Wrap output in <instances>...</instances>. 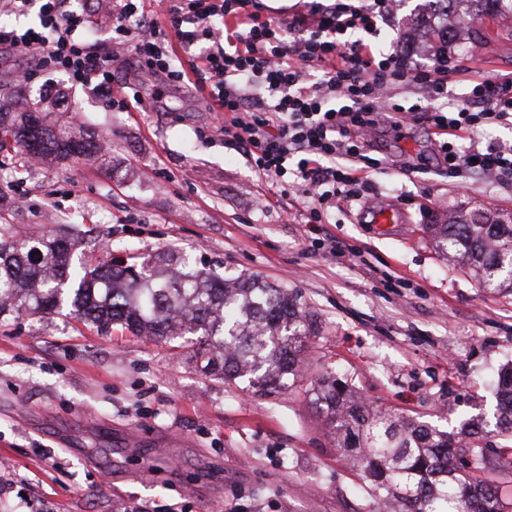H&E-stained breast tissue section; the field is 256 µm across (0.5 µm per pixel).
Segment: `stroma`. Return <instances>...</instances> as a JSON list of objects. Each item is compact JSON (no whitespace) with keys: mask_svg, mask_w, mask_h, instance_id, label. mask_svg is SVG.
<instances>
[{"mask_svg":"<svg viewBox=\"0 0 512 512\" xmlns=\"http://www.w3.org/2000/svg\"><path fill=\"white\" fill-rule=\"evenodd\" d=\"M428 0H397L382 42L426 62ZM448 87L512 73V15L475 21ZM24 56L0 64V102L32 90L62 95L53 116L106 138L105 162L21 168L0 150V188L20 235L83 239L86 259L111 249L137 264L164 251L226 276L296 291L314 332L295 386L260 394L205 374L193 348L97 334L59 314L0 318V512H369L312 403L328 371L374 407L451 433L492 412L494 379L512 364V295L486 293L448 262L427 227L463 208L512 212V184L400 164L430 149L424 126L389 131L362 196L310 231L286 219L265 181L225 144L208 88L182 84L167 110L123 111L88 86L41 74ZM391 207L402 220L373 223ZM335 239L332 256L322 240Z\"/></svg>","mask_w":512,"mask_h":512,"instance_id":"1","label":"stroma"}]
</instances>
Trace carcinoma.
Listing matches in <instances>:
<instances>
[{
    "label": "carcinoma",
    "mask_w": 512,
    "mask_h": 512,
    "mask_svg": "<svg viewBox=\"0 0 512 512\" xmlns=\"http://www.w3.org/2000/svg\"><path fill=\"white\" fill-rule=\"evenodd\" d=\"M467 19L500 12L503 0H468ZM21 112H0V150L15 145L25 164L38 158L92 161L106 142L52 123L43 99L22 96ZM448 261L469 269L485 292L512 295V216L480 221L463 211L430 225ZM71 239L20 237L0 209V316L68 315L102 333L118 330L182 348L198 346L204 370L225 381L247 378L256 391L291 388L312 322L288 289L248 276L227 279L194 269L172 253L139 264L112 257L76 261ZM498 440L485 442L481 421L460 439L370 407L347 381L326 372L312 389L340 453L356 470L377 512H512V499L484 478L490 462L512 474V366L495 380Z\"/></svg>",
    "instance_id": "cac0c4a2"
}]
</instances>
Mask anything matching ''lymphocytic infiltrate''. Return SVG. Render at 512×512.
I'll use <instances>...</instances> for the list:
<instances>
[{"label":"lymphocytic infiltrate","mask_w":512,"mask_h":512,"mask_svg":"<svg viewBox=\"0 0 512 512\" xmlns=\"http://www.w3.org/2000/svg\"><path fill=\"white\" fill-rule=\"evenodd\" d=\"M35 1L38 26H0V52H30L35 72L63 73L124 110L143 99L119 78L118 49L130 50L141 81L195 77L224 114L225 141L280 197L303 202L304 223H324L338 201L358 197L365 173L380 164L371 152L388 120L433 129L437 164L448 173L512 178V141L476 137L483 127L512 124V77H484L462 102H448V82L461 70L450 50L414 65L375 43L389 0H309L289 21L261 17L254 0H165L164 27L144 0H120L105 50L79 37L88 14L66 0H0V11L22 12ZM173 40L190 53L189 70L171 68ZM396 82L417 90L423 106L390 104L383 91Z\"/></svg>","instance_id":"1"}]
</instances>
